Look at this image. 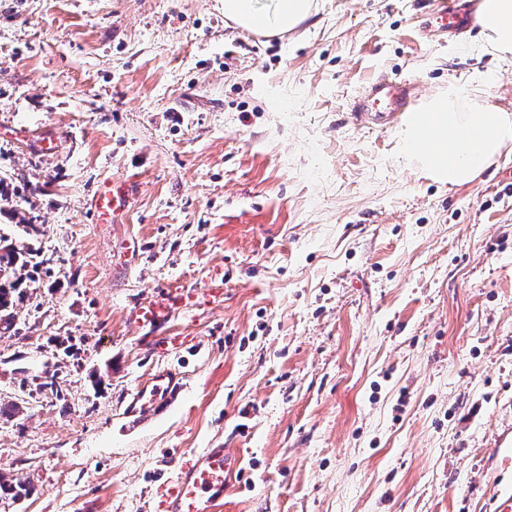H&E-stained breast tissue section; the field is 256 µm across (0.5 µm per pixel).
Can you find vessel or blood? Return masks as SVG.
I'll return each mask as SVG.
<instances>
[{
    "mask_svg": "<svg viewBox=\"0 0 512 512\" xmlns=\"http://www.w3.org/2000/svg\"><path fill=\"white\" fill-rule=\"evenodd\" d=\"M467 0H445L440 13L441 28L454 38L462 37L468 27ZM416 93L407 80L388 74L370 81L349 104V117L354 125L372 130L386 129L407 118L414 109ZM133 189L129 184L101 183L93 210L104 224L115 222L130 203ZM192 294L162 290L147 302L127 311L126 320L134 326H164L176 309L190 306ZM179 376L169 371L162 374L150 396L140 397L138 411L154 413L177 391ZM235 459L226 449L209 448L181 465L160 490V512H217L224 499L227 477Z\"/></svg>",
    "mask_w": 512,
    "mask_h": 512,
    "instance_id": "b4317fda",
    "label": "vessel or blood"
}]
</instances>
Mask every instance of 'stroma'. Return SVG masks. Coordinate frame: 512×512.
<instances>
[{
  "label": "stroma",
  "instance_id": "35a3bbf8",
  "mask_svg": "<svg viewBox=\"0 0 512 512\" xmlns=\"http://www.w3.org/2000/svg\"><path fill=\"white\" fill-rule=\"evenodd\" d=\"M316 4L261 38L222 0H0V175L17 190L0 235L49 261L0 329V477L34 489L0 512H155L206 448L239 461L221 512L512 496V155L451 188L400 163L395 129L347 117L381 72L422 97L489 70L511 109L512 65L478 55L479 32H439L441 0ZM108 179L134 200L100 224ZM213 285L162 329L125 321L157 291ZM168 370L181 392L134 425Z\"/></svg>",
  "mask_w": 512,
  "mask_h": 512
}]
</instances>
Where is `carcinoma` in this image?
Masks as SVG:
<instances>
[{
  "label": "carcinoma",
  "instance_id": "1",
  "mask_svg": "<svg viewBox=\"0 0 512 512\" xmlns=\"http://www.w3.org/2000/svg\"><path fill=\"white\" fill-rule=\"evenodd\" d=\"M47 260L34 247H5L0 253V323L13 327L14 304L23 300L29 284L35 281L33 272Z\"/></svg>",
  "mask_w": 512,
  "mask_h": 512
}]
</instances>
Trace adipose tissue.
<instances>
[{
	"label": "adipose tissue",
	"mask_w": 512,
	"mask_h": 512,
	"mask_svg": "<svg viewBox=\"0 0 512 512\" xmlns=\"http://www.w3.org/2000/svg\"><path fill=\"white\" fill-rule=\"evenodd\" d=\"M315 10L313 0H224V19L258 35H285ZM479 52L512 64V0H477ZM492 75L474 72L466 85L427 95L399 133L404 162L451 187L473 183L504 154L512 153V110L492 104Z\"/></svg>",
	"instance_id": "ef3b65f1"
}]
</instances>
